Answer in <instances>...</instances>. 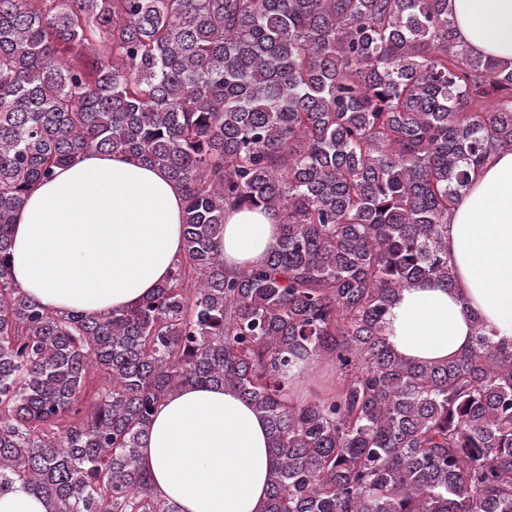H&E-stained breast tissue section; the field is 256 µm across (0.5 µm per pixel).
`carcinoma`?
<instances>
[{"label": "carcinoma", "instance_id": "carcinoma-1", "mask_svg": "<svg viewBox=\"0 0 512 512\" xmlns=\"http://www.w3.org/2000/svg\"><path fill=\"white\" fill-rule=\"evenodd\" d=\"M512 147V65L448 0H0V495L47 512H180L140 448L171 392L268 423L266 512H512V343L475 321L442 362L385 337L398 293L448 286V214ZM164 170L183 255L150 298L59 316L14 284L27 193L87 151ZM279 217L229 270L227 209ZM338 379L294 394L301 364ZM0 512H46L42 500L31 495L21 486L0 496Z\"/></svg>", "mask_w": 512, "mask_h": 512}]
</instances>
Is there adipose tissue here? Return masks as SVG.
<instances>
[{
	"label": "adipose tissue",
	"instance_id": "ef3b65f1",
	"mask_svg": "<svg viewBox=\"0 0 512 512\" xmlns=\"http://www.w3.org/2000/svg\"><path fill=\"white\" fill-rule=\"evenodd\" d=\"M470 51L512 63V0H450ZM184 200L167 174L120 154L87 152L35 186L15 216L11 274L58 314L101 315L151 296L183 251ZM279 219L227 210L226 267L261 262ZM453 286L403 289L386 317L392 349L409 361H448L472 345L475 323L512 341V149L491 155L448 224ZM140 461L181 512H265L273 457L268 425L233 389L186 386L155 409Z\"/></svg>",
	"mask_w": 512,
	"mask_h": 512
}]
</instances>
